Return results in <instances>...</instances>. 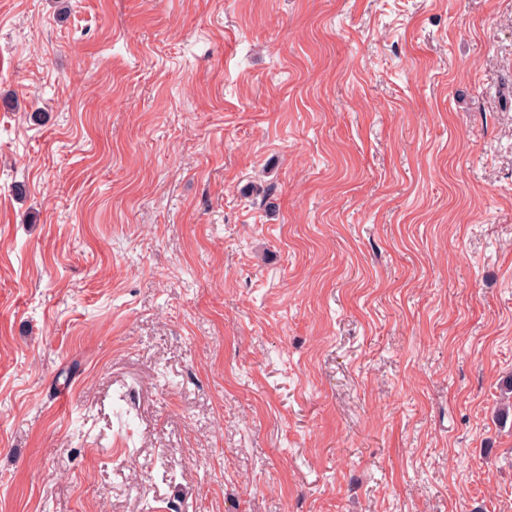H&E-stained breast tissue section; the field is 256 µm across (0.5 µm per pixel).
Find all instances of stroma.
<instances>
[{"instance_id":"1","label":"stroma","mask_w":512,"mask_h":512,"mask_svg":"<svg viewBox=\"0 0 512 512\" xmlns=\"http://www.w3.org/2000/svg\"><path fill=\"white\" fill-rule=\"evenodd\" d=\"M0 512H512V0H0Z\"/></svg>"}]
</instances>
